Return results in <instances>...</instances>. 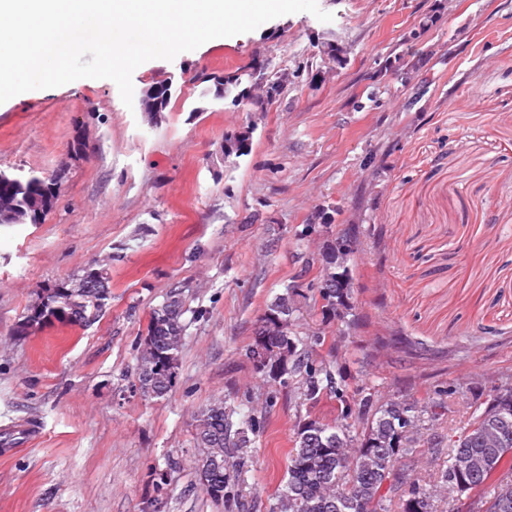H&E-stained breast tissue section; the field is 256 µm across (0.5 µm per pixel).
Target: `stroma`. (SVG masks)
Wrapping results in <instances>:
<instances>
[{"instance_id": "stroma-1", "label": "stroma", "mask_w": 512, "mask_h": 512, "mask_svg": "<svg viewBox=\"0 0 512 512\" xmlns=\"http://www.w3.org/2000/svg\"><path fill=\"white\" fill-rule=\"evenodd\" d=\"M133 73L174 77L163 112L127 108L108 79H79L0 104V170L55 178L38 224L0 226V512H224L193 475L195 417L250 393L266 419L241 485L269 512L302 404L247 357L285 287L315 279L320 251L351 226L354 299L344 319L301 299V327L338 349L351 384L463 401L512 377V0H318ZM329 40L349 49L331 68ZM408 81L392 74L402 58ZM288 71L265 112L202 100L209 77ZM249 131L230 165L215 153ZM111 297L90 324L19 326L38 293L91 264ZM181 286L176 385L134 392L135 345ZM37 424L36 438L19 428Z\"/></svg>"}]
</instances>
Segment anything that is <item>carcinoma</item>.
Masks as SVG:
<instances>
[{
	"instance_id": "1",
	"label": "carcinoma",
	"mask_w": 512,
	"mask_h": 512,
	"mask_svg": "<svg viewBox=\"0 0 512 512\" xmlns=\"http://www.w3.org/2000/svg\"><path fill=\"white\" fill-rule=\"evenodd\" d=\"M17 201L39 197L43 213H48L58 193L49 182L33 172L16 184H6ZM353 244L346 239L326 246L320 253L318 278L306 288L318 293L322 313L341 318L350 307L353 283L348 265ZM101 279L91 288L78 284L88 280L94 270ZM63 288L47 295L44 308L24 321L35 325L57 321L83 325L100 316L110 298L107 269L94 265L63 283ZM297 291L287 288L276 296L258 320L254 339H263L271 360L288 355L286 375L278 380L282 387L309 403L333 397L336 418L309 420L310 432H294L288 454L284 488L275 497L270 512H444L443 504L455 502L449 512H489L496 503L499 512H512V410L506 414L485 412L469 403L467 422L448 428V447L436 449L443 456L433 474L419 470L423 451L429 443L424 423L435 426L448 411V391L438 390L429 401L388 399L380 401L366 388H352L339 376L337 359L323 356L325 336L316 331L298 330ZM183 294L171 288L163 302L149 317L146 334L136 342L134 386L147 398H163L176 384L175 367L183 345L186 325ZM261 412L250 407V398L227 402L217 399L195 419L194 470L203 492L226 512H243L248 505L239 499V486L248 468L250 436L264 431ZM470 457L485 463L474 471L468 492H462L450 477L457 459ZM395 459L405 476L386 478L384 461Z\"/></svg>"
}]
</instances>
